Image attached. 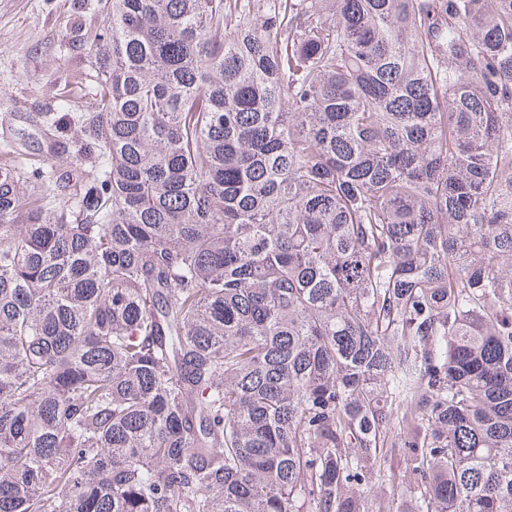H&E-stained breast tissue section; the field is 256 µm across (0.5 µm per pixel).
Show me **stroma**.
Returning a JSON list of instances; mask_svg holds the SVG:
<instances>
[{"instance_id": "obj_1", "label": "stroma", "mask_w": 512, "mask_h": 512, "mask_svg": "<svg viewBox=\"0 0 512 512\" xmlns=\"http://www.w3.org/2000/svg\"><path fill=\"white\" fill-rule=\"evenodd\" d=\"M76 24L88 41L104 31L102 14L82 0H0V122L19 134L29 168L59 180L61 197L74 192L75 162L67 152L49 155L40 120L95 106L94 73L68 44Z\"/></svg>"}]
</instances>
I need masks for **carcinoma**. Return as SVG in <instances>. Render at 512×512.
I'll return each instance as SVG.
<instances>
[{
	"instance_id": "cac0c4a2",
	"label": "carcinoma",
	"mask_w": 512,
	"mask_h": 512,
	"mask_svg": "<svg viewBox=\"0 0 512 512\" xmlns=\"http://www.w3.org/2000/svg\"><path fill=\"white\" fill-rule=\"evenodd\" d=\"M80 192L0 164V512H512V0H98Z\"/></svg>"
}]
</instances>
